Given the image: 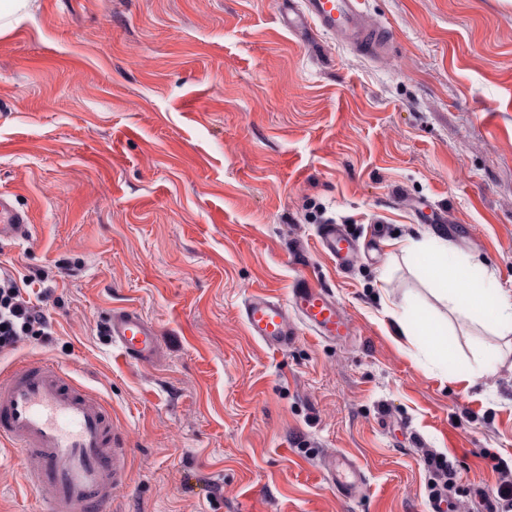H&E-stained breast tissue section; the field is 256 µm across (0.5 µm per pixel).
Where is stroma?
I'll use <instances>...</instances> for the list:
<instances>
[{
    "instance_id": "stroma-1",
    "label": "stroma",
    "mask_w": 512,
    "mask_h": 512,
    "mask_svg": "<svg viewBox=\"0 0 512 512\" xmlns=\"http://www.w3.org/2000/svg\"><path fill=\"white\" fill-rule=\"evenodd\" d=\"M392 46L301 42L278 0H29L0 20V192L34 229L0 265L38 275L50 335L0 368L61 366L128 450L112 512H428L435 453L451 512H493L512 472V334L449 312L399 240H447L512 292V0H367ZM348 225L353 268L319 252ZM300 273L352 329L285 352L249 336L256 290ZM448 328L434 364L407 302ZM137 308L160 359L121 362L102 327ZM368 479L339 494L325 457ZM0 446V512H45ZM315 240L320 253L331 260L337 270L349 269L359 251L358 240L344 224H319Z\"/></svg>"
}]
</instances>
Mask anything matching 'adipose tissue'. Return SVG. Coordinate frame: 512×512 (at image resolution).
Masks as SVG:
<instances>
[{"label": "adipose tissue", "instance_id": "adipose-tissue-1", "mask_svg": "<svg viewBox=\"0 0 512 512\" xmlns=\"http://www.w3.org/2000/svg\"><path fill=\"white\" fill-rule=\"evenodd\" d=\"M400 249L416 255L422 276L452 310L468 319L512 330V294L502 293L491 283L472 277L469 264L446 243L433 237L410 239L402 242ZM412 325L419 328L426 350L437 363H447L451 353L447 328L414 304L409 307L408 317L397 321L403 333Z\"/></svg>", "mask_w": 512, "mask_h": 512}]
</instances>
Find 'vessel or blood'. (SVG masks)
<instances>
[{
    "instance_id": "vessel-or-blood-1",
    "label": "vessel or blood",
    "mask_w": 512,
    "mask_h": 512,
    "mask_svg": "<svg viewBox=\"0 0 512 512\" xmlns=\"http://www.w3.org/2000/svg\"><path fill=\"white\" fill-rule=\"evenodd\" d=\"M286 16L296 37L327 34L370 57L383 53L392 40L391 29L369 17L365 0H287ZM31 235L27 214L0 193V241ZM315 240L341 271L352 266L359 251L357 239L342 224L318 225ZM241 317L248 335L275 351L287 350L303 330L327 342L351 334L335 296L304 275L293 279L286 297L250 293ZM105 337L123 360L138 364L152 363L161 348L159 327L133 308L112 312ZM0 443L19 453L30 487L51 490L47 512H110L127 451L107 405L58 365L34 359L0 370ZM325 474L345 497L365 490V472L351 456L328 458Z\"/></svg>"
}]
</instances>
